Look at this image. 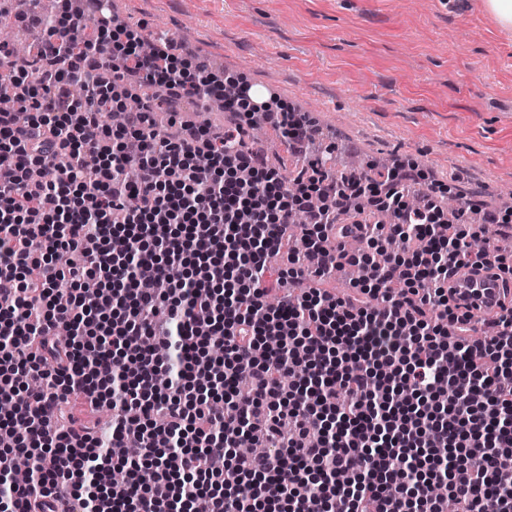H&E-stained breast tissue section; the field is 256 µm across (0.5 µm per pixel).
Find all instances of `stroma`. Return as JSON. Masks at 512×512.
I'll return each mask as SVG.
<instances>
[{
	"label": "stroma",
	"mask_w": 512,
	"mask_h": 512,
	"mask_svg": "<svg viewBox=\"0 0 512 512\" xmlns=\"http://www.w3.org/2000/svg\"><path fill=\"white\" fill-rule=\"evenodd\" d=\"M183 55L334 131L357 171L402 161L479 214L512 196V36L481 0H112Z\"/></svg>",
	"instance_id": "obj_1"
}]
</instances>
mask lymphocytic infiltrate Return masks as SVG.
<instances>
[{
	"instance_id": "obj_1",
	"label": "lymphocytic infiltrate",
	"mask_w": 512,
	"mask_h": 512,
	"mask_svg": "<svg viewBox=\"0 0 512 512\" xmlns=\"http://www.w3.org/2000/svg\"><path fill=\"white\" fill-rule=\"evenodd\" d=\"M27 21L43 32L31 54L0 42V84L28 114L0 110V512H443L441 483L457 512H512V312L474 339L448 303L463 262L506 271L495 248L472 252L435 191L409 205L396 167L286 179L254 128L300 155L309 117L237 78L225 98L171 42L113 25L108 0ZM134 79L233 119L169 136ZM340 266L363 272L341 296L319 286ZM79 398L112 410L110 444L62 425ZM245 434L263 454L231 456Z\"/></svg>"
}]
</instances>
